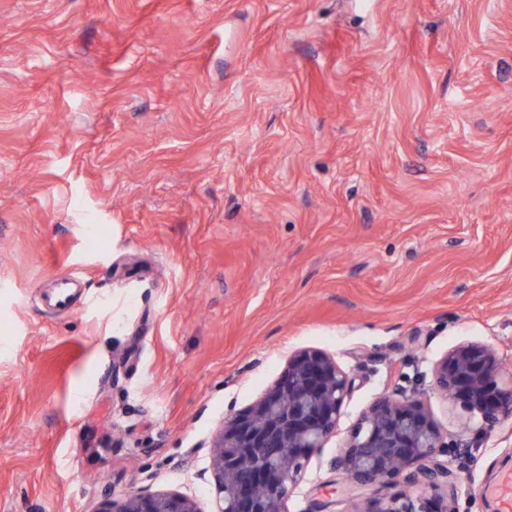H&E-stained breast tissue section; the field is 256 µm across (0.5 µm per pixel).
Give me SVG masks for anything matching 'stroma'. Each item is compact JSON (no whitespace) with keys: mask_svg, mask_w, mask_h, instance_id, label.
Segmentation results:
<instances>
[{"mask_svg":"<svg viewBox=\"0 0 512 512\" xmlns=\"http://www.w3.org/2000/svg\"><path fill=\"white\" fill-rule=\"evenodd\" d=\"M465 342L512 351V0H0V512H215L212 435L302 349L355 383L288 512L413 493L333 468L396 389L497 512L512 419L432 388ZM92 512H201L196 502L183 494L168 491L131 490L119 498L102 499Z\"/></svg>","mask_w":512,"mask_h":512,"instance_id":"35a3bbf8","label":"stroma"}]
</instances>
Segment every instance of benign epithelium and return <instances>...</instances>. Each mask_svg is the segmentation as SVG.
<instances>
[{"mask_svg": "<svg viewBox=\"0 0 512 512\" xmlns=\"http://www.w3.org/2000/svg\"><path fill=\"white\" fill-rule=\"evenodd\" d=\"M434 388L487 431L512 417V372L494 348L462 343L432 368ZM353 380L335 358L299 351L250 407L227 414L209 443L217 512H288L287 501L304 462L336 430ZM448 447L425 402L393 392L378 397L353 426L334 467L344 484L383 486L400 478L415 496L374 497L354 512H454L459 475L435 458ZM92 512H201L168 491L131 490L102 499Z\"/></svg>", "mask_w": 512, "mask_h": 512, "instance_id": "obj_1", "label": "benign epithelium"}]
</instances>
